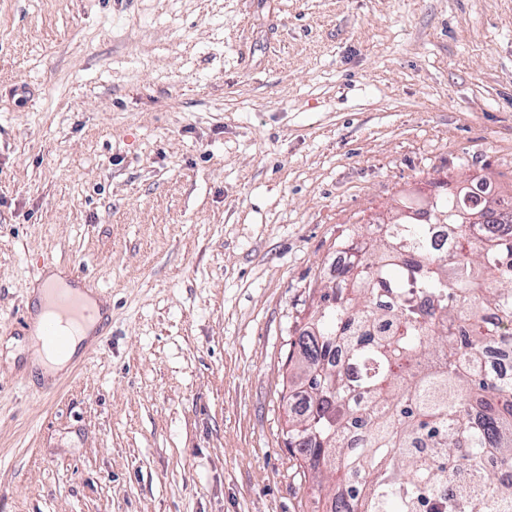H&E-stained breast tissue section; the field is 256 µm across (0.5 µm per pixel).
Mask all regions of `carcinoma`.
Returning <instances> with one entry per match:
<instances>
[{
	"label": "carcinoma",
	"mask_w": 512,
	"mask_h": 512,
	"mask_svg": "<svg viewBox=\"0 0 512 512\" xmlns=\"http://www.w3.org/2000/svg\"><path fill=\"white\" fill-rule=\"evenodd\" d=\"M451 248L427 247L429 224L406 199L389 223L351 230L336 288L321 296L286 363L305 394L286 428L288 450L333 482L323 512H409L416 491L433 512H512V380L483 364L491 343H512V199L478 200L468 188L438 197ZM480 221L465 223L461 211ZM368 403L365 431L350 436L353 395ZM433 448L421 456L416 448ZM495 455L503 473L486 470ZM464 470L472 494L441 486ZM358 473L352 485L346 476Z\"/></svg>",
	"instance_id": "1"
}]
</instances>
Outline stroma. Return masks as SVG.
<instances>
[{
    "label": "stroma",
    "instance_id": "35a3bbf8",
    "mask_svg": "<svg viewBox=\"0 0 512 512\" xmlns=\"http://www.w3.org/2000/svg\"><path fill=\"white\" fill-rule=\"evenodd\" d=\"M512 194V0H0V314L43 261L106 335L0 326V512H312L291 344L343 229ZM105 302L102 301H91L92 311L94 316L92 317L93 325L91 330L92 335L86 336L87 331H79L78 335L73 336L69 345L59 351H46L41 358L40 362L33 364L31 367L43 378H54L58 375L64 374L69 370L71 363L74 358L78 355L81 347H85L88 342L95 339V332L99 322L102 319V306Z\"/></svg>",
    "mask_w": 512,
    "mask_h": 512
}]
</instances>
